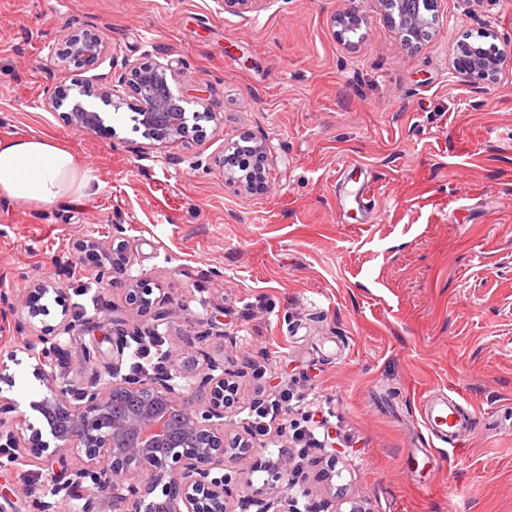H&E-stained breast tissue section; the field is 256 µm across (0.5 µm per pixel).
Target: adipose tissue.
<instances>
[{
	"instance_id": "1",
	"label": "adipose tissue",
	"mask_w": 512,
	"mask_h": 512,
	"mask_svg": "<svg viewBox=\"0 0 512 512\" xmlns=\"http://www.w3.org/2000/svg\"><path fill=\"white\" fill-rule=\"evenodd\" d=\"M92 182L75 156L39 137L0 142V200L49 207L83 194Z\"/></svg>"
}]
</instances>
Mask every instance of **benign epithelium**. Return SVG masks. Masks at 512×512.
Returning a JSON list of instances; mask_svg holds the SVG:
<instances>
[{
	"label": "benign epithelium",
	"mask_w": 512,
	"mask_h": 512,
	"mask_svg": "<svg viewBox=\"0 0 512 512\" xmlns=\"http://www.w3.org/2000/svg\"><path fill=\"white\" fill-rule=\"evenodd\" d=\"M385 3L390 23L405 40L421 41L437 31L439 14L424 12L420 0ZM337 23L345 34L360 29L367 19L359 11L349 10L338 14ZM508 60L512 62V49L488 53L482 46L467 42L453 49L456 73L488 84L499 81ZM106 61L103 37L88 32L72 36L64 56L58 58L51 52L46 59L49 66L63 62L75 68ZM180 77V69L169 62L127 63L111 83L87 80L65 87L51 97L48 106L56 110L70 102L69 120L87 131L105 127L106 113L97 104L115 112L125 107L134 112V129H144L147 138L161 144L184 141L201 132V122L213 120V113L201 95L194 100L199 109L187 111L186 100L172 90ZM254 153L251 174L236 179L246 193L265 187L272 165L265 144L255 143ZM77 250L106 253L108 265L94 270L96 283L111 286L119 281L127 286L130 305L146 309L153 304V289L140 286L130 275L133 260L123 246L115 248L110 241L88 236ZM30 292L27 313L15 322V328L38 332V338L27 342L24 350L37 362V374L47 390L34 408L47 420L54 443L42 440L37 430L26 437L14 429L3 430L0 423V467L26 464L32 456L46 467L66 453L84 456L81 467L51 489V495L62 493L67 498L72 486L84 488L82 512H94L96 501L103 509L118 512H229V485L239 479L238 464L250 459L253 448L225 445L227 379L220 367L212 365L198 376H189L172 361L151 373L121 374L125 349L132 342L141 343L148 334L159 335L155 326L146 333L135 330L129 339L113 344L112 362L95 371L86 386L75 390L72 384L57 381L50 368L61 349V338L75 330L78 319L65 308L54 328L39 330L33 322L41 315L37 300L49 293L59 297L65 289L41 279L33 282ZM205 389L208 404L198 406L193 394ZM270 474L271 481L283 490L299 482V471L288 466L274 467ZM161 483L165 484L164 498L150 499Z\"/></svg>",
	"instance_id": "benign-epithelium-1"
}]
</instances>
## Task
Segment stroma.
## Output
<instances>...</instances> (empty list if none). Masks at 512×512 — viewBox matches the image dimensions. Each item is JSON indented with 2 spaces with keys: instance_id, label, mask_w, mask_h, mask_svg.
<instances>
[{
  "instance_id": "obj_1",
  "label": "stroma",
  "mask_w": 512,
  "mask_h": 512,
  "mask_svg": "<svg viewBox=\"0 0 512 512\" xmlns=\"http://www.w3.org/2000/svg\"><path fill=\"white\" fill-rule=\"evenodd\" d=\"M349 9L367 24L344 35L333 18ZM436 9L435 35L411 46L381 0H266L244 14L222 0H0V141L51 139L94 178L50 208L0 200V292L22 305L31 280L59 278L66 294L42 298L36 326L65 308L82 323L62 340L58 379L91 377L83 346L111 361V320L154 326L180 366L218 363L239 384L224 436L251 439L255 458L275 459L292 431L253 435L251 400L291 389L290 421L325 445L301 461L309 500L512 512V71L486 84L452 66L461 41L512 45V0ZM82 32L103 36L111 64L46 70ZM136 61L178 63L175 92L203 91L215 120L152 145L127 110L90 132L47 108L58 88ZM243 139L273 160L259 193L215 166ZM116 224L149 310L119 285L77 292V243ZM13 320L0 313V421L43 430L31 404L46 389ZM437 389L465 396L473 429L456 452L423 456ZM46 472L0 469V512H36L28 490Z\"/></svg>"
}]
</instances>
